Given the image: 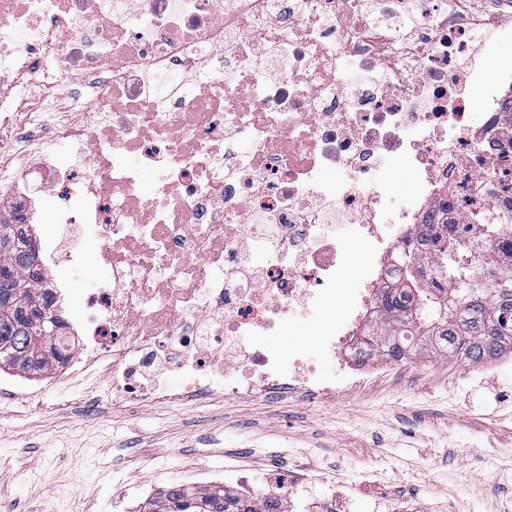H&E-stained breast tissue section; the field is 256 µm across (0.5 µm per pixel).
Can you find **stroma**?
Here are the masks:
<instances>
[{"mask_svg":"<svg viewBox=\"0 0 512 512\" xmlns=\"http://www.w3.org/2000/svg\"><path fill=\"white\" fill-rule=\"evenodd\" d=\"M43 270L78 324L75 288L108 275L96 242L69 271ZM318 325L302 317L270 346L319 360ZM377 374L335 396L217 393L192 401L113 400L111 378L0 369V504L10 512H138L165 486H263L275 459L313 478L296 485L295 512L341 491L350 512L382 498L414 512H512V352L482 363L420 353L380 361Z\"/></svg>","mask_w":512,"mask_h":512,"instance_id":"35a3bbf8","label":"stroma"}]
</instances>
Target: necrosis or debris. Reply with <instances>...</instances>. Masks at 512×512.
I'll return each instance as SVG.
<instances>
[{"mask_svg": "<svg viewBox=\"0 0 512 512\" xmlns=\"http://www.w3.org/2000/svg\"><path fill=\"white\" fill-rule=\"evenodd\" d=\"M506 21L512 0L481 15L448 0H0V160L72 148L16 167L0 220L31 223L20 188L38 182L57 200L51 223L89 234L111 267L63 338L80 372L111 367L132 403L179 399L170 372L199 398L293 381L332 393L268 338L320 317L351 243L373 240L366 287L348 320L321 327L328 355L360 348L396 251L431 262L445 240L470 261L512 240L511 225L490 237L471 220L512 212V92L478 60ZM479 84L477 124L465 92ZM20 95L77 103L18 120ZM404 170L419 191L400 206ZM266 241L283 263L254 264Z\"/></svg>", "mask_w": 512, "mask_h": 512, "instance_id": "1", "label": "necrosis or debris"}]
</instances>
